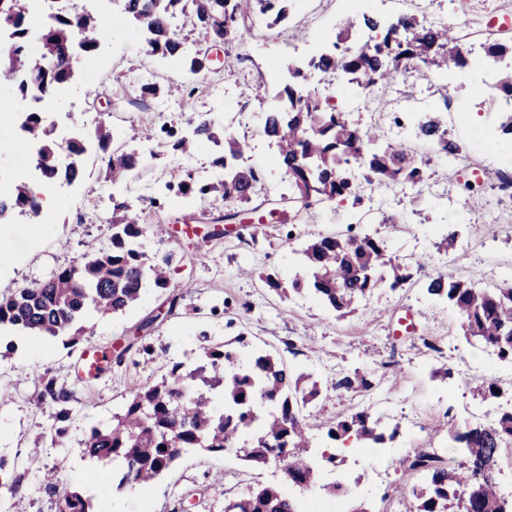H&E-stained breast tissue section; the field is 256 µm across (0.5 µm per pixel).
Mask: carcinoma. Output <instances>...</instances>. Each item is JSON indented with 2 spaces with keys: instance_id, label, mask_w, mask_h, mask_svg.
Here are the masks:
<instances>
[{
  "instance_id": "cac0c4a2",
  "label": "carcinoma",
  "mask_w": 512,
  "mask_h": 512,
  "mask_svg": "<svg viewBox=\"0 0 512 512\" xmlns=\"http://www.w3.org/2000/svg\"><path fill=\"white\" fill-rule=\"evenodd\" d=\"M276 24L288 15V0H125L124 24L142 39V49L151 56L170 57L184 64L192 74L207 69L206 58L189 54L183 38L171 29L170 19L183 15L206 41L228 48L251 38L241 20L253 12ZM28 0H0V29L9 33L8 54L18 64H0V84L9 86L19 98H52L58 87L73 77V46L92 53L112 37L104 22L86 12L68 8L50 16L39 30V54L28 58ZM374 36L359 49L322 54L306 66L291 71L293 83L276 96L278 103L265 113L264 131L274 138L280 167L288 174V202L297 211L337 198H359L372 185H410L425 178L423 159L403 146H387L371 151L379 137L378 129L365 132L351 126L342 113L323 102L315 93L303 92L306 70L324 74L340 73L349 83L368 89L404 76L410 65L422 63L442 73L468 64L462 37L441 24L401 17L386 25L364 18ZM512 55V43L490 40L486 56L492 63ZM50 63L42 69L41 64ZM512 99V67L498 72L486 103L499 98ZM20 128L38 142L36 163L49 182L71 183L80 174L79 157L84 148L78 141L67 144L71 161L58 160L59 145L53 130L41 113H25ZM423 139L438 151L452 153L457 146L446 139L440 119L429 115L419 124ZM224 143V155L217 163L226 169L220 183L224 204L247 202L261 182V171L232 164L245 153L246 142L233 136H219L214 121L204 113L188 136L178 135L172 150L190 156L204 142ZM144 163L139 155L114 152L108 157L106 178L117 190L127 183L134 170ZM165 189L182 198L206 195L209 184H198L187 177ZM142 202L112 199L111 246L83 255L81 261L51 273L22 288L0 293V329L27 336L65 337L63 344L81 343L82 321L89 311L102 315L118 314L131 308L151 284L168 285L167 257H149L141 251L140 240L153 226L140 223ZM42 206L25 184L16 186L10 197L0 198V221L15 211L37 217ZM305 278L291 283L300 293L305 289L324 304L344 315L362 298L380 288H398L420 272L427 262L415 261V272L388 252L384 241L368 233L321 235L302 251ZM429 295L446 302L461 319L467 341L493 349L498 359L512 364V282L495 288H481L475 282L438 275L426 283ZM371 373L356 368L341 372L332 385L346 391H367L373 386ZM40 403L59 408L61 425L54 435L62 439L63 426L77 402L74 389L58 383L46 373L35 374ZM493 377L473 381V398L486 402L499 397ZM222 392L224 407H214L212 393ZM320 385L310 376L295 375L281 361L251 347L241 333L230 342L202 347L201 361L193 369L176 362L161 379L128 392L123 410L113 415L112 426L94 429L82 442L85 457L97 464L117 465L118 487L151 485L168 470L187 448L218 453L233 448L246 461L265 466L271 461L283 464L288 482L302 490L319 483V471L309 456L310 440L301 407L316 401ZM354 434L366 447L393 441L398 428L387 429L362 410L330 428L328 437L340 440ZM448 436L465 456L458 468L448 467L436 452L423 448L412 457L398 459L405 472H422L419 485L403 488L400 495L416 501V512H512V500L499 493L497 484L481 481L479 470L497 471L502 453L512 448V408L497 412L491 422L451 423ZM45 488L61 491L59 512H94L91 498L77 488H60L57 473L47 474ZM0 487L14 498L24 497L22 481L13 475L6 459L0 457ZM224 512H304L300 501L271 486H258L244 497L227 502Z\"/></svg>"
}]
</instances>
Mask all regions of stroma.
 <instances>
[{"label":"stroma","instance_id":"35a3bbf8","mask_svg":"<svg viewBox=\"0 0 512 512\" xmlns=\"http://www.w3.org/2000/svg\"><path fill=\"white\" fill-rule=\"evenodd\" d=\"M466 10L477 21L467 42L479 54L488 38L483 23L503 18L512 10V0H433L428 9L413 4L407 12L421 20L434 15L457 30ZM348 15L346 0H293L288 19L261 26L262 50L236 47L226 54L211 53L207 70L197 75L167 58L141 53L137 40L126 37L123 27H114L100 52H75L74 78L57 91L52 110L44 115L60 144L67 141L65 127L72 121L90 131L102 124L113 132L108 148L86 142L80 179L61 190L45 184L39 171H26L38 146L18 123L0 126V193L11 194L22 182L42 184L58 203L40 217L17 213L10 223L0 224V237L9 243L0 254V290L43 279L109 245L112 189L105 169L111 149L155 152L137 177L138 192L142 199L156 201L146 211L148 223L171 228L143 240L147 254L171 257L167 289H145L125 313L92 312L84 321L83 347L96 346L108 354L98 377L78 380L82 347H66L56 338L15 337V350L0 357V457L24 477L26 512H58L57 496L44 489L41 479L62 458L67 461L62 484L87 489L96 512H224L228 500L259 485L291 492L280 464L254 467L232 451L189 450L154 485L123 489L111 467L92 468L84 457L82 440L92 428L111 424L132 387L158 381L165 362L194 366L205 340L216 344L246 333L289 370L319 380L322 395L304 412L313 437L311 454L317 458L327 450L342 457L331 478L341 484L343 494L335 498L315 487L303 496L326 507L340 500L347 506L369 504L380 512L386 493L418 480L394 465L411 448L433 449L449 467L458 466L461 457L438 424L448 418L469 420L477 409L467 388L469 368L482 367L504 386L512 385V365L497 362L490 348L468 344L457 314L425 290L429 274L447 273L484 286L512 279V197L491 183L465 187L447 157L420 145L427 167L418 187H385L357 201L315 205L301 215L281 199L288 177L281 168L267 166L277 151L261 133L264 114L284 84L288 65L332 50L338 26ZM103 53L112 57L105 71L95 66ZM460 74L444 93L439 83L429 82L427 70L410 69L407 81L362 92L345 117L360 129L379 126L384 141L396 145L404 138L418 143L420 116L439 113L444 124L461 129L456 142L466 161L512 173V137L498 133L497 113L488 110L475 90L481 71L469 66ZM205 112L213 113L226 133L248 142L245 165L264 172L249 202L238 205L233 232L216 239L211 231L224 215L220 193L198 198L188 209L165 189L173 173L190 164L212 165L221 155V147L207 142L185 162L169 146L167 129L184 131ZM133 126L153 128L154 139H130L127 132ZM390 215L397 216V223H387ZM449 224L459 227L461 235L443 250L438 233ZM350 229L384 239L400 262L424 255L431 262L425 274L414 275L403 288L377 290L356 313L342 317L308 294L290 292L289 286L300 272L299 252L308 241ZM265 273L276 274L281 289L269 288L261 279ZM172 293L179 297L173 309L166 303ZM148 317L155 320L147 337L153 348L149 355L127 346L135 326ZM430 341L438 351L427 349ZM354 367L372 370L370 390L346 392L332 386L336 372ZM439 368L449 369L448 378L433 377ZM37 370L48 371L76 392L64 442L54 440V408L34 400L32 374ZM367 406L389 425L399 426L396 442L370 455L328 439L337 420ZM381 470L387 481L376 480Z\"/></svg>","mask_w":512,"mask_h":512}]
</instances>
